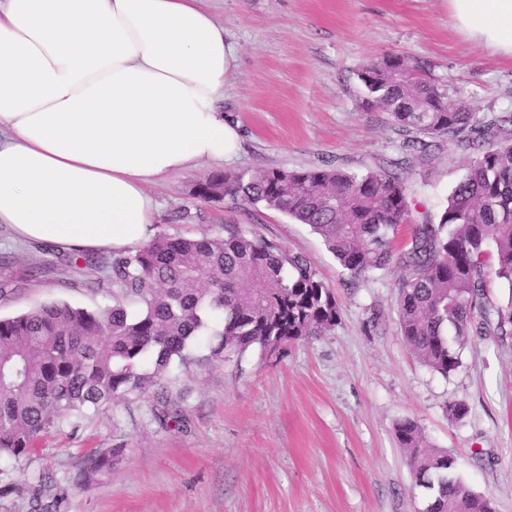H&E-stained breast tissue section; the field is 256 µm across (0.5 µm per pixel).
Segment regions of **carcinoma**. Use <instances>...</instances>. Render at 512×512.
I'll return each mask as SVG.
<instances>
[{"label": "carcinoma", "mask_w": 512, "mask_h": 512, "mask_svg": "<svg viewBox=\"0 0 512 512\" xmlns=\"http://www.w3.org/2000/svg\"><path fill=\"white\" fill-rule=\"evenodd\" d=\"M358 78L366 108L387 113L402 136L399 159L360 172L325 165L215 173L196 195L261 204L309 225L353 279L402 269L400 333L424 366L446 377L460 367L469 337L487 331L491 284L512 291V113L478 118L403 56L374 60ZM449 144L471 155L466 172L438 222L411 225L399 247L411 215L408 176L434 168ZM112 288L103 309L52 302L0 319V457L27 458L49 429L67 423L75 431L88 412L145 394L175 361L280 349L341 321L308 258L231 227L199 239L156 236L113 258ZM215 322L222 329L209 354L195 355L198 336ZM154 416L163 426L183 423L167 400ZM395 438L416 485L428 491L425 512H493L490 498L456 477L455 460L415 421L398 422ZM123 451L91 452L79 480L112 469Z\"/></svg>", "instance_id": "1"}]
</instances>
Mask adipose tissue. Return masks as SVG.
Listing matches in <instances>:
<instances>
[{
  "label": "adipose tissue",
  "mask_w": 512,
  "mask_h": 512,
  "mask_svg": "<svg viewBox=\"0 0 512 512\" xmlns=\"http://www.w3.org/2000/svg\"><path fill=\"white\" fill-rule=\"evenodd\" d=\"M448 5L512 56V0ZM234 63L202 0H0V224L77 254L148 242L150 184L241 150Z\"/></svg>",
  "instance_id": "obj_1"
}]
</instances>
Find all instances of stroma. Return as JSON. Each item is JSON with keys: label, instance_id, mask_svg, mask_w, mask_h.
Here are the masks:
<instances>
[{"label": "stroma", "instance_id": "1", "mask_svg": "<svg viewBox=\"0 0 512 512\" xmlns=\"http://www.w3.org/2000/svg\"><path fill=\"white\" fill-rule=\"evenodd\" d=\"M236 49L224 111L242 151L228 172L323 165L361 171L398 156L387 113L363 104L358 73L383 55L417 60L426 79L479 115L512 113V57L468 40L448 0H211ZM468 154L446 148L429 178L412 175L419 211L437 217ZM203 164L153 183L158 234L194 238L225 226L301 254L332 289L335 329L268 355L196 368L170 367L159 386L90 413L79 429H50L30 459H0V512H30L35 495L62 494L59 512H424L394 427L414 420L456 461L495 512H512V336L470 337L461 366L442 376L403 341L396 306L400 269L350 278L308 225L262 206L196 197L214 173ZM111 254L16 240L0 225V317L50 301L98 309L112 303ZM184 392L186 421L160 425L164 395ZM465 401L451 421L448 402ZM123 447L111 470L78 484L83 453Z\"/></svg>", "mask_w": 512, "mask_h": 512}]
</instances>
